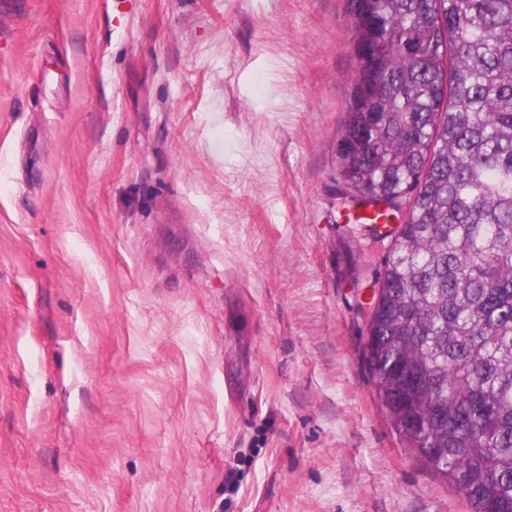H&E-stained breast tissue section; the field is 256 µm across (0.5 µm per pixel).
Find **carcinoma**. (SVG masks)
Here are the masks:
<instances>
[{"mask_svg":"<svg viewBox=\"0 0 512 512\" xmlns=\"http://www.w3.org/2000/svg\"><path fill=\"white\" fill-rule=\"evenodd\" d=\"M339 180L413 209L365 358L404 447L473 512H512V0H353Z\"/></svg>","mask_w":512,"mask_h":512,"instance_id":"cac0c4a2","label":"carcinoma"}]
</instances>
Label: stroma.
Returning <instances> with one entry per match:
<instances>
[{
  "instance_id": "stroma-1",
  "label": "stroma",
  "mask_w": 512,
  "mask_h": 512,
  "mask_svg": "<svg viewBox=\"0 0 512 512\" xmlns=\"http://www.w3.org/2000/svg\"><path fill=\"white\" fill-rule=\"evenodd\" d=\"M350 5L0 0V512H470L362 358Z\"/></svg>"
}]
</instances>
